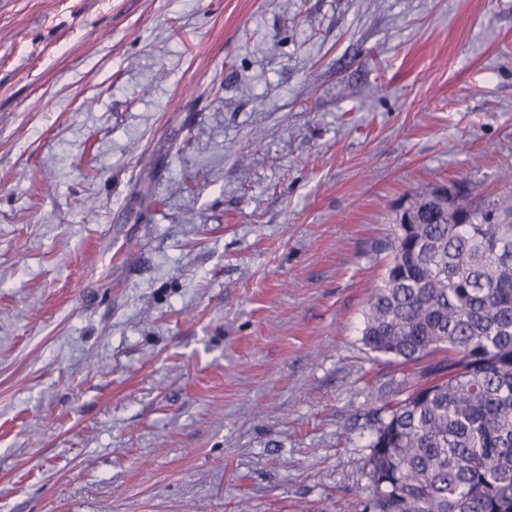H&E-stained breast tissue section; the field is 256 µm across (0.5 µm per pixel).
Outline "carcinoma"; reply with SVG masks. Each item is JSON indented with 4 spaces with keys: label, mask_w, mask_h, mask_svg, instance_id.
<instances>
[{
    "label": "carcinoma",
    "mask_w": 512,
    "mask_h": 512,
    "mask_svg": "<svg viewBox=\"0 0 512 512\" xmlns=\"http://www.w3.org/2000/svg\"><path fill=\"white\" fill-rule=\"evenodd\" d=\"M363 341L406 367L371 403L373 512H512V176L410 196Z\"/></svg>",
    "instance_id": "cac0c4a2"
}]
</instances>
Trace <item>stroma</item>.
Returning a JSON list of instances; mask_svg holds the SVG:
<instances>
[{
	"label": "stroma",
	"instance_id": "obj_1",
	"mask_svg": "<svg viewBox=\"0 0 512 512\" xmlns=\"http://www.w3.org/2000/svg\"><path fill=\"white\" fill-rule=\"evenodd\" d=\"M512 172V0H0V512H364L409 194Z\"/></svg>",
	"mask_w": 512,
	"mask_h": 512
}]
</instances>
